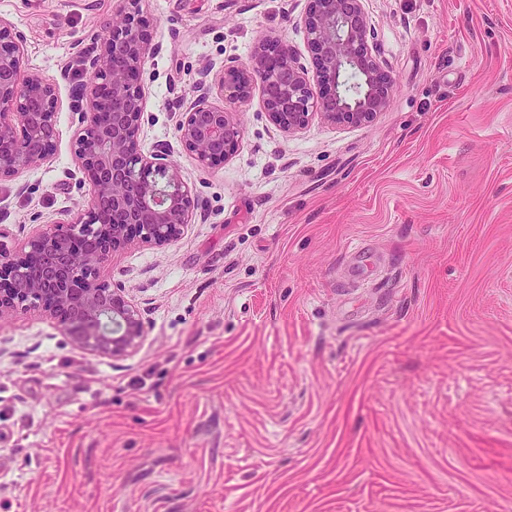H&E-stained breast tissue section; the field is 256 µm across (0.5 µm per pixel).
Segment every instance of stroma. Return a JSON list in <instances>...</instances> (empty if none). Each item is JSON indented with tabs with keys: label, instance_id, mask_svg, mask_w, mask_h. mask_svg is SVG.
<instances>
[{
	"label": "stroma",
	"instance_id": "stroma-1",
	"mask_svg": "<svg viewBox=\"0 0 512 512\" xmlns=\"http://www.w3.org/2000/svg\"><path fill=\"white\" fill-rule=\"evenodd\" d=\"M393 76L368 126L287 136L258 101L203 172L173 114L205 67L281 35L311 65L307 0H138L144 147L197 202L183 236L112 258L146 318L131 356L0 320V512H512V0H362ZM120 0H0L59 89L47 161L0 183V232L85 205L75 41ZM365 246L368 264L353 255Z\"/></svg>",
	"mask_w": 512,
	"mask_h": 512
}]
</instances>
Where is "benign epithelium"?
Wrapping results in <instances>:
<instances>
[{
	"label": "benign epithelium",
	"mask_w": 512,
	"mask_h": 512,
	"mask_svg": "<svg viewBox=\"0 0 512 512\" xmlns=\"http://www.w3.org/2000/svg\"><path fill=\"white\" fill-rule=\"evenodd\" d=\"M314 72L288 40L262 37L248 61L205 68L179 102L175 132L198 168L229 161L243 135L238 108L254 93L269 121L291 135L317 117L367 126L389 106L394 78L372 43L362 0H308L304 17ZM161 45L132 11L80 50L88 79L72 90L74 154L91 197L75 213L39 224L15 247L0 242V317L38 308L75 348L112 360L145 341V319L125 285L104 278L112 256L180 239L197 202L167 148L146 151L143 77ZM59 84L25 69L21 35L0 19V182L37 168L56 138ZM217 95L222 103L212 101Z\"/></svg>",
	"instance_id": "obj_1"
}]
</instances>
